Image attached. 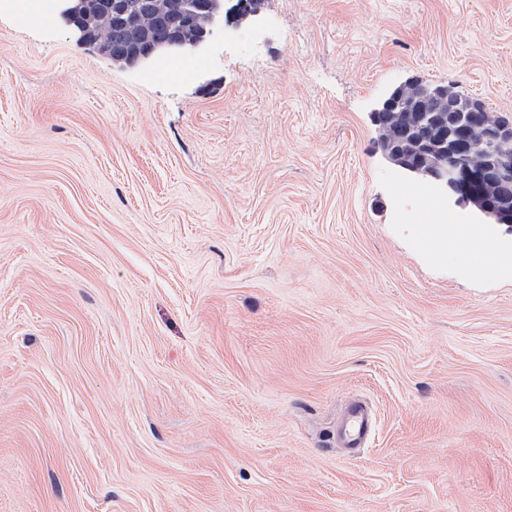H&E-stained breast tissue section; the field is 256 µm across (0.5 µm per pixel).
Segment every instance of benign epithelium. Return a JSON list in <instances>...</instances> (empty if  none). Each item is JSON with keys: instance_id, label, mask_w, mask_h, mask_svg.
I'll use <instances>...</instances> for the list:
<instances>
[{"instance_id": "obj_1", "label": "benign epithelium", "mask_w": 512, "mask_h": 512, "mask_svg": "<svg viewBox=\"0 0 512 512\" xmlns=\"http://www.w3.org/2000/svg\"><path fill=\"white\" fill-rule=\"evenodd\" d=\"M53 14L69 28L78 41L94 47L108 56L107 48L91 35V25L105 26L112 17L128 19L138 10L167 8L163 0L152 3L127 4L125 0H51ZM183 28L169 32L147 47L131 66H145L162 56L196 54L205 51L213 37L224 31V16L241 20L259 21L261 4L254 0H181ZM480 149L491 157L490 166L466 168L462 163L465 153ZM384 156L409 176L430 185L455 205L475 209L495 224L512 229V207L485 194L480 185L487 181L512 182V124L486 126L479 143L458 139L448 132V144L422 140L417 145L415 158L403 160L383 151Z\"/></svg>"}]
</instances>
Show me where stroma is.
I'll use <instances>...</instances> for the list:
<instances>
[{
  "label": "stroma",
  "instance_id": "stroma-1",
  "mask_svg": "<svg viewBox=\"0 0 512 512\" xmlns=\"http://www.w3.org/2000/svg\"><path fill=\"white\" fill-rule=\"evenodd\" d=\"M262 16L140 68L0 9V512H512V273L421 238L512 231L371 117L420 79L512 120V0ZM374 417L364 401H353L336 426V443L345 448H364L374 429Z\"/></svg>",
  "mask_w": 512,
  "mask_h": 512
}]
</instances>
